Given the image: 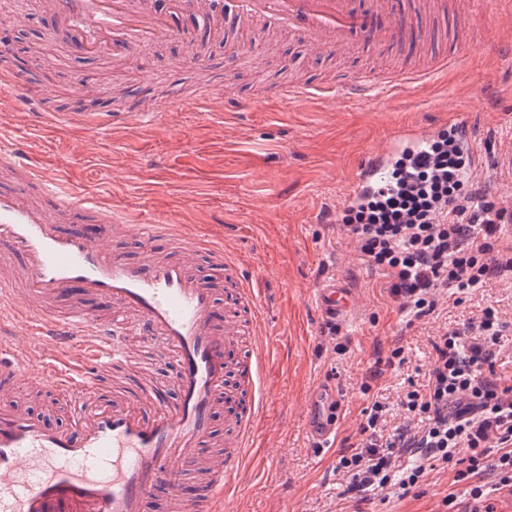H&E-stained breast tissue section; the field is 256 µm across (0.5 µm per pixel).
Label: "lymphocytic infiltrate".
<instances>
[{
    "instance_id": "obj_1",
    "label": "lymphocytic infiltrate",
    "mask_w": 512,
    "mask_h": 512,
    "mask_svg": "<svg viewBox=\"0 0 512 512\" xmlns=\"http://www.w3.org/2000/svg\"><path fill=\"white\" fill-rule=\"evenodd\" d=\"M456 135L446 130L419 156L398 159L384 186L345 210L339 226L361 261L386 277L400 308L418 318L493 279L512 278V244L498 243L505 212L489 184L471 180V159ZM502 328L488 308L464 329L434 336L427 384L405 393V421L392 434L381 427L386 403L372 402L360 442L342 449L336 465L347 476L346 495L406 491L440 467L467 485L465 499L443 498L447 512H494L491 494L512 492V385L492 371ZM404 456L409 466H399Z\"/></svg>"
}]
</instances>
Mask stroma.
Masks as SVG:
<instances>
[{
	"mask_svg": "<svg viewBox=\"0 0 512 512\" xmlns=\"http://www.w3.org/2000/svg\"><path fill=\"white\" fill-rule=\"evenodd\" d=\"M0 37L10 47L12 68L22 70L41 94L42 116L0 110V130L22 144V159H38L46 176L66 186L97 192L113 209L148 224L173 220L203 240H219L247 273L270 337L263 417L249 460L224 512H439L447 494L463 496L465 484L437 469L408 493L368 492L364 501L345 496L347 478L337 472V447L317 450L310 436L309 405L315 390L335 386L342 400L337 439L358 442L363 410L375 399L390 406L385 430L404 420L397 402L423 388L433 358L432 336L462 327L485 308L505 327L494 372L512 384V284L492 281L462 303L445 302L415 318L392 300L387 280L362 264L354 242L340 232V194L368 154L411 124H435L441 110L465 122L479 163L477 181L490 183L497 206L507 210L501 243L512 242V68L494 63L483 45L472 48L467 67L414 95H394L387 111L342 100L283 107L271 91L291 81L329 83L338 74L389 66V52L358 46L348 54L317 53L299 38L243 27L212 14L179 16V36L156 42L140 61L124 64L129 94L114 98L101 80L104 60L62 51L36 0H8ZM250 45L236 54L219 47L218 33ZM56 48L53 66H41L28 46ZM196 47L203 64L186 62ZM183 64H175L174 56ZM483 73L475 84L472 73ZM217 85L245 101L241 113L164 112L138 128H106L93 135L70 124L79 102L102 111H138L144 102L197 96ZM334 280L355 303L337 317L349 339L336 354L323 334L327 321L314 290ZM407 362H384L395 338ZM370 383L362 392V383Z\"/></svg>",
	"mask_w": 512,
	"mask_h": 512,
	"instance_id": "35a3bbf8",
	"label": "stroma"
}]
</instances>
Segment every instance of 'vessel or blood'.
Instances as JSON below:
<instances>
[{
  "instance_id": "b4317fda",
  "label": "vessel or blood",
  "mask_w": 512,
  "mask_h": 512,
  "mask_svg": "<svg viewBox=\"0 0 512 512\" xmlns=\"http://www.w3.org/2000/svg\"><path fill=\"white\" fill-rule=\"evenodd\" d=\"M454 37L447 53L430 66L405 62L358 71L332 84L295 82L277 88L286 106L309 100L373 102L386 108L391 93L405 95L465 67L473 45L494 48L511 64L512 46H497L489 27L503 0H432ZM388 0H234L244 23L297 35L320 52H345L357 42L388 49L407 40L410 20L378 24ZM59 30L80 52L133 59L146 43L171 37L161 14L134 10L129 0H61ZM13 108L39 112L43 104L21 77L0 73ZM212 91L188 100L172 97L137 112L77 115L89 128L153 122L158 113L188 107L206 111ZM433 126L416 125L368 156L345 188L351 205L385 182L399 149L415 153L433 137ZM0 512H144L149 497L175 488L176 476L200 474L202 487L187 512H224V499L245 465L254 426L263 414L261 375L266 344H242L232 317L222 316L220 298L244 299L252 322L262 313L245 273L225 282L233 260L222 245L184 232L175 224H131L90 194L69 191L46 178L37 163L23 161L15 145L0 140ZM121 238L140 244L138 257L118 247ZM205 255L209 275L197 273L192 256ZM318 308L335 317L351 306L336 285L318 288ZM156 349V363L171 373L176 405L157 395L150 372L134 366L130 337ZM133 368L135 387L103 382L117 368ZM48 389L77 405L72 424L61 427L17 405L15 395ZM330 389L314 395L310 431L317 446H331L337 408ZM224 409L234 431L223 453L201 450L213 439V414Z\"/></svg>"
}]
</instances>
